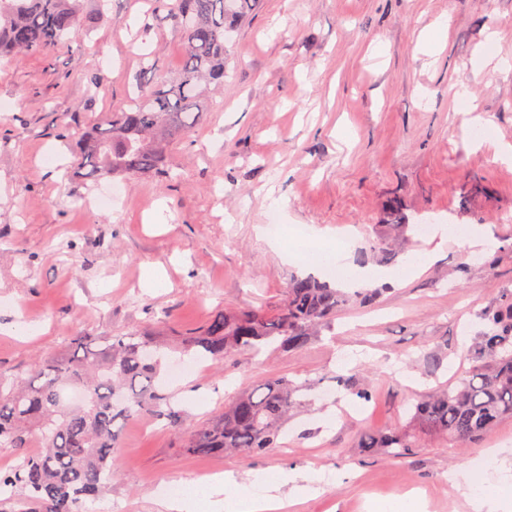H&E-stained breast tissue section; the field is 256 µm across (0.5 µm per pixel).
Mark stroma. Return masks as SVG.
<instances>
[{
    "mask_svg": "<svg viewBox=\"0 0 512 512\" xmlns=\"http://www.w3.org/2000/svg\"><path fill=\"white\" fill-rule=\"evenodd\" d=\"M82 21L89 37L49 58L0 62V375L27 371L74 331L145 332L184 368L163 389L189 423L262 378L309 383L313 403L284 447L248 459L195 455L164 422L129 421L118 476L85 512H162L168 483L280 469L326 477L288 512H378L410 497L423 512H473L476 472L506 486L495 512H512V417L464 450L435 440L387 459L358 446L402 427L419 393L466 377L480 312L512 290V165L493 160L512 143V69L498 64L512 58V0H261L229 46L223 86L169 151L173 180H128L108 211L82 205V135L176 74L184 49L160 0H83ZM461 84L493 128L484 141L462 132ZM393 200L409 252L434 255L422 271L383 282L375 302L343 309L299 350L240 354L220 370L175 352L219 311H272L300 274L294 245L267 233L270 214L320 231L325 254L352 230L354 259ZM158 211L163 223L150 222ZM438 215L447 238L421 233ZM476 227L487 249L470 248ZM153 269L163 281L149 290ZM359 368L371 398L357 410L336 378Z\"/></svg>",
    "mask_w": 512,
    "mask_h": 512,
    "instance_id": "1",
    "label": "stroma"
}]
</instances>
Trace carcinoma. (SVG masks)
Returning <instances> with one entry per match:
<instances>
[{"label":"carcinoma","mask_w":512,"mask_h":512,"mask_svg":"<svg viewBox=\"0 0 512 512\" xmlns=\"http://www.w3.org/2000/svg\"><path fill=\"white\" fill-rule=\"evenodd\" d=\"M257 2L175 0L170 19L184 46L182 67L155 89L139 91L85 137L79 162L84 182L171 177L168 147L193 132L204 86L224 84L230 33ZM80 31V0H0V57L40 54L79 38ZM401 220L399 206L386 210L388 232L376 233L357 262H396L405 253L395 238L407 228ZM377 295H351L312 275L295 276L272 312L217 313L198 335L183 338L179 350L221 369L237 354L301 349L349 304ZM480 317L485 328L467 348L469 376L427 392L410 410L409 428L363 436L360 447L367 454L399 458L436 437L466 448L512 417V290ZM161 347L145 335L72 334L61 349L37 356L28 371L0 375V447L23 458L21 466L0 474V490L24 492L15 512H83L85 502L103 496L112 482L121 424L138 415L167 420L179 447L193 454L256 457L281 447L288 416L303 406L304 385L268 379L239 392L223 413L185 428L183 411L155 384ZM68 387L83 392L81 405L64 402Z\"/></svg>","instance_id":"carcinoma-1"}]
</instances>
